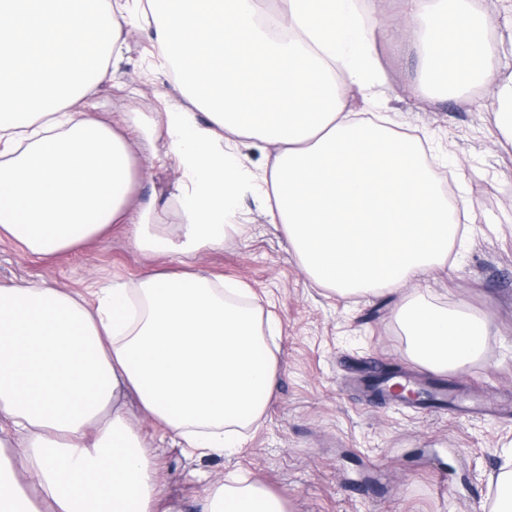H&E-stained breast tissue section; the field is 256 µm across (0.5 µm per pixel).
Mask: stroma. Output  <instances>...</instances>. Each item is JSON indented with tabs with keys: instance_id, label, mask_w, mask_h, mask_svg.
I'll use <instances>...</instances> for the list:
<instances>
[{
	"instance_id": "obj_1",
	"label": "stroma",
	"mask_w": 512,
	"mask_h": 512,
	"mask_svg": "<svg viewBox=\"0 0 512 512\" xmlns=\"http://www.w3.org/2000/svg\"><path fill=\"white\" fill-rule=\"evenodd\" d=\"M146 30L126 34L122 73L92 98L102 120L123 112L156 117L173 102L170 76L151 65ZM388 107L407 131L429 135L459 162L458 194L480 203L484 218L468 225L444 269L416 287L435 304L490 311L493 329L482 361L458 372H433L409 359L394 318L399 295L339 297L303 271L281 227L269 224L251 198L249 225L228 234L219 250L179 247L173 204L178 173L165 140L151 139L158 157L136 186L131 204L148 208L169 232L171 249L138 248L132 227L101 235L50 256L32 253L0 231V286L29 283L88 293L109 284H136L149 272L202 271L248 288L275 324L276 387L241 448L221 455L188 454L164 439L149 419L139 422L166 480L162 512H196L206 490L237 475L286 497L288 512H490L491 481L512 448V411L465 414L432 405L377 401L366 381L398 366L428 382L455 386L474 402H512V149L492 140V88L477 86L465 107L454 100L420 103L411 58L381 47Z\"/></svg>"
}]
</instances>
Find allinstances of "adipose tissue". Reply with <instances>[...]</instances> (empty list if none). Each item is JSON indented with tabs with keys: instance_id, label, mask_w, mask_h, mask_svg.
I'll return each mask as SVG.
<instances>
[{
	"instance_id": "1",
	"label": "adipose tissue",
	"mask_w": 512,
	"mask_h": 512,
	"mask_svg": "<svg viewBox=\"0 0 512 512\" xmlns=\"http://www.w3.org/2000/svg\"><path fill=\"white\" fill-rule=\"evenodd\" d=\"M0 0V229L50 255L112 224L170 248L131 197L144 176L89 99L124 61L125 27L151 29L179 103L153 119L180 172L186 248L223 247L252 196L303 269L344 296L392 293L448 263L480 206L444 192L448 155L398 130L377 89L380 46L413 54L425 100L494 87L496 143L512 148V76L500 77L478 0ZM206 122H199L198 113ZM270 146L262 165L248 150ZM395 320L419 365L479 361L492 320L410 294ZM277 378L256 296L200 273H149L93 299L0 287V512H158L165 485L123 397L200 453L241 445ZM12 449L5 457L4 449ZM200 512H287L228 478Z\"/></svg>"
}]
</instances>
